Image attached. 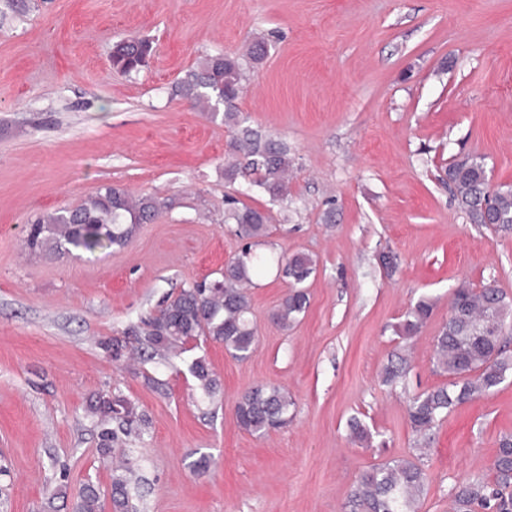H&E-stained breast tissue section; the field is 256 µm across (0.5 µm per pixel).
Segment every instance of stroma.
I'll return each mask as SVG.
<instances>
[{
    "mask_svg": "<svg viewBox=\"0 0 512 512\" xmlns=\"http://www.w3.org/2000/svg\"><path fill=\"white\" fill-rule=\"evenodd\" d=\"M128 36L154 51L124 76L110 56ZM260 37L268 55L243 62L238 107L288 145L282 204L249 174L225 181L231 131L171 96L202 57H243ZM468 154L491 185L512 183V0H37L1 24L0 512H72L89 480L109 491L88 404L111 393L150 419L128 454L137 512H346L361 473L415 454L406 405L448 380L432 357L452 291L493 281L512 295V235L470 223L446 181ZM107 183L166 207L120 250L27 249L36 214ZM230 197L272 213L261 251L316 259L306 313L273 322L291 280L272 270L250 289L249 358L198 340L165 361L132 341L113 359L101 341L240 252ZM423 296L433 315L403 341L394 328ZM406 344L403 385L384 386ZM199 357L210 398L190 371ZM262 384L294 406L288 426L258 436L234 411ZM353 417L368 440L351 437ZM510 433L512 378L435 429L418 512H451L455 485L488 474Z\"/></svg>",
    "mask_w": 512,
    "mask_h": 512,
    "instance_id": "obj_1",
    "label": "stroma"
}]
</instances>
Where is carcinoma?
I'll use <instances>...</instances> for the list:
<instances>
[{
  "label": "carcinoma",
  "instance_id": "cac0c4a2",
  "mask_svg": "<svg viewBox=\"0 0 512 512\" xmlns=\"http://www.w3.org/2000/svg\"><path fill=\"white\" fill-rule=\"evenodd\" d=\"M36 7L35 0H0V24L9 18L21 19ZM153 52L152 42L132 37L116 42L110 57L112 69L129 75L139 71ZM242 70L238 58L224 54L208 55L189 69L172 88V94L192 107L210 114L233 131L229 144L236 160L224 167L225 180L232 182L241 169L255 175L252 185L276 201L288 200V171L292 167L288 146L247 124L239 112ZM448 185L454 189L460 209L474 224L512 234V184L490 188L483 161L463 156L448 164ZM224 222L236 225L243 239L266 235L271 216L263 209L237 206L233 198ZM159 209L150 197H135L119 185H104L82 204L36 216L31 221L28 248L48 255L72 250L94 253L113 247L123 248L137 228L150 222ZM280 265L271 253L257 252L250 246L224 266L221 276L170 294L154 315L142 321L135 332L144 349L154 353L180 354L190 339L203 336L224 345L238 359L252 353L256 329L251 319V299L245 286L253 277ZM316 263L305 253L288 258L284 273L293 280L292 288L274 313L282 328L305 314L309 297L301 284L313 273ZM434 303L427 297L410 305L404 319L395 326L399 337H412L431 317ZM512 319V297L495 283L477 289L459 284L449 301L448 320L434 337V365L448 374V383L412 397L406 415L416 435L415 457L394 458L378 464L360 476L347 502L348 512H418L427 475L422 459L437 424L454 408L495 391L512 377V354L502 336L506 320ZM409 369L404 356H397L384 369L382 381L394 385ZM191 372L204 394L215 393L217 381L206 361L197 358ZM294 405L288 393L278 386H259L240 396L235 405L238 426L251 434H265L285 426ZM98 418L99 455L112 454L115 444L132 429L149 424L135 404L120 395L98 396L88 405ZM125 471L112 475V512H135L130 502V479ZM100 491L91 483L80 488L75 512H102ZM452 512H512V434L502 436L490 467V474L460 482L451 502Z\"/></svg>",
  "mask_w": 512,
  "mask_h": 512
}]
</instances>
